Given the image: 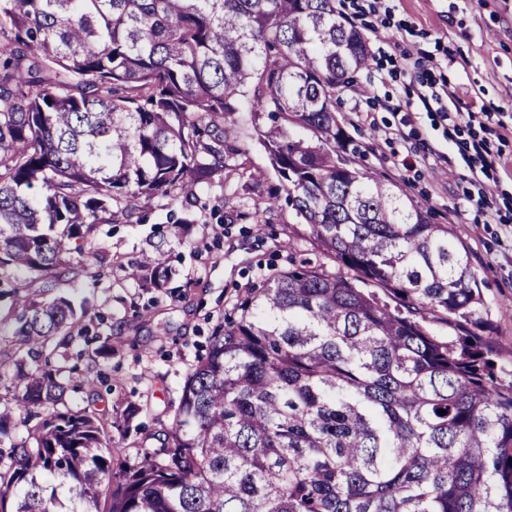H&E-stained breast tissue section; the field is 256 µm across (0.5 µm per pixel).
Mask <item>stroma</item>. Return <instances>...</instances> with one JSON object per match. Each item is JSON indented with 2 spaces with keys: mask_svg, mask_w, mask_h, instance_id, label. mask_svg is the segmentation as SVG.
I'll list each match as a JSON object with an SVG mask.
<instances>
[{
  "mask_svg": "<svg viewBox=\"0 0 512 512\" xmlns=\"http://www.w3.org/2000/svg\"><path fill=\"white\" fill-rule=\"evenodd\" d=\"M336 9L367 39L370 61L334 96L336 120L358 146L351 165L397 184L434 224L450 225L470 249L484 281L498 363L512 371V0H336ZM440 101L423 105L422 95ZM455 112H485V123L455 125ZM486 141V179L501 223H485L470 185L466 143ZM247 165L262 170L259 185L215 179L195 203L158 198L139 224L102 225L97 244L104 264L86 269L71 297L86 318L66 354H53L75 376L96 379L105 407L133 403L137 428L113 433L114 454L134 458L140 432L169 425L184 381L205 355L216 327L239 293L286 264L295 217L290 208L268 221L252 219L253 201L279 180L257 137L246 141ZM242 219L228 224L224 214ZM189 220L187 238L170 239L175 270L160 291L125 278L146 240ZM111 343L105 356L95 350Z\"/></svg>",
  "mask_w": 512,
  "mask_h": 512,
  "instance_id": "35a3bbf8",
  "label": "stroma"
}]
</instances>
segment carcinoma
I'll use <instances>...</instances> for the list:
<instances>
[{
  "instance_id": "obj_1",
  "label": "carcinoma",
  "mask_w": 512,
  "mask_h": 512,
  "mask_svg": "<svg viewBox=\"0 0 512 512\" xmlns=\"http://www.w3.org/2000/svg\"><path fill=\"white\" fill-rule=\"evenodd\" d=\"M0 38V280L19 352L0 512H512V381L469 252L394 185L340 167L332 97L369 52L334 0H0ZM247 123L280 182L254 214L287 205L315 259L290 242L288 266L238 295L172 423L144 436L157 445L115 469L112 429L138 408L99 409L90 378L88 405H67L68 370L43 351L87 310L57 289L104 260L102 225L239 174ZM166 243L124 276L166 287Z\"/></svg>"
}]
</instances>
